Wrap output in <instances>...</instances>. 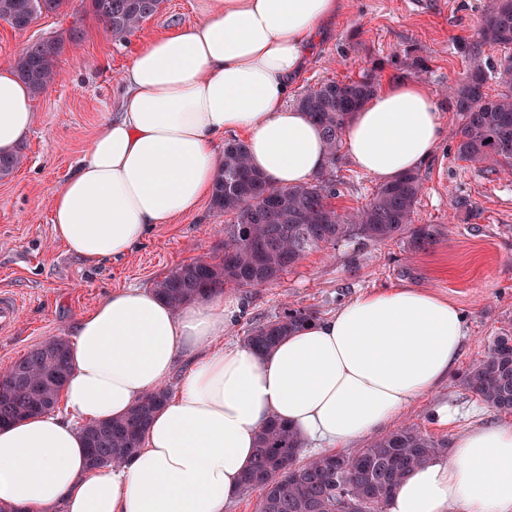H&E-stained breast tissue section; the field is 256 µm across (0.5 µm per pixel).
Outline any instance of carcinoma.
I'll list each match as a JSON object with an SVG mask.
<instances>
[{
  "label": "carcinoma",
  "mask_w": 512,
  "mask_h": 512,
  "mask_svg": "<svg viewBox=\"0 0 512 512\" xmlns=\"http://www.w3.org/2000/svg\"><path fill=\"white\" fill-rule=\"evenodd\" d=\"M66 0H0V19L23 31L42 13H54ZM162 0H90L93 13L112 37L122 40L156 14ZM485 44L509 52L501 61L498 80L504 91L492 100L484 92L487 75L480 57ZM64 48L59 39L30 43L15 69L34 92L58 76L57 61ZM470 68L448 89V103L461 122L453 130L457 156L479 168L512 167V0H490L476 39L468 47ZM379 83L326 79L306 90L296 107L321 127L328 143L327 169L312 182L281 188L272 185L248 163L247 145L239 139L224 142L221 169L211 194L212 207L230 213L224 225L222 255L198 259L170 270L154 291L174 306L224 292V287L265 288L292 270L305 254L341 243L384 242L408 234L413 253L436 242L435 224L415 223V210L424 183L410 171L381 184L370 200L351 212L338 213L333 167L343 144L344 130ZM316 320L305 308L285 307L272 320L255 326L244 342L268 351L299 327ZM70 373L67 344L48 337L17 360L0 387V424L47 412ZM463 386L489 408L512 413V331L496 337L466 370ZM160 388L138 402L125 416L87 427L84 440L92 468L119 465L140 448V439L154 412L166 401ZM445 443L407 425L350 454L324 453L306 464L300 461L301 441L287 423L272 419L263 428L243 489L260 488V512H343L347 500H361L362 512H384L397 485Z\"/></svg>",
  "instance_id": "obj_1"
}]
</instances>
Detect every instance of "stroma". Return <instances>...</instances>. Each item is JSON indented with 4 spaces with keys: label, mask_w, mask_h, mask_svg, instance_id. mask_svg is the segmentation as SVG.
I'll list each match as a JSON object with an SVG mask.
<instances>
[{
    "label": "stroma",
    "mask_w": 512,
    "mask_h": 512,
    "mask_svg": "<svg viewBox=\"0 0 512 512\" xmlns=\"http://www.w3.org/2000/svg\"><path fill=\"white\" fill-rule=\"evenodd\" d=\"M489 0H345L343 12L314 43L301 78L290 93L298 99L324 79L370 75L379 84L416 81L436 98L446 129L460 121L446 89L466 72L464 53L476 37ZM199 0H163L159 11L127 40L112 38L89 0H67L58 12L38 16L23 31L0 20V63H15L32 41L57 37L66 45L57 81L35 96V124L19 148L22 166L0 180V294L20 301L17 320L0 330V366L13 364L47 337L71 340L75 324L117 288L153 287L172 268L201 256L220 255L230 216L210 202L170 224H158L126 257L86 265L55 240L51 195L66 181L124 93L121 74L139 45L192 24ZM79 44H68L72 29ZM424 189L416 221L440 229L436 244L408 255L404 237L382 243H344L335 251L314 250L269 288L251 292L225 287L242 305L225 339L243 342L260 323L292 305L332 315L360 293L408 286L454 303L465 318V346L455 374L413 402L401 416L445 443L469 426L512 425V414L484 405L460 382L493 336L512 328V173L471 166L444 138L420 167ZM334 201L344 213L365 204L376 180L347 157L336 164ZM469 200L468 217L456 207ZM449 421L436 418L440 407Z\"/></svg>",
    "instance_id": "obj_1"
}]
</instances>
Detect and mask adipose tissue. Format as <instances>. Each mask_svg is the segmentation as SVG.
Here are the masks:
<instances>
[{
	"mask_svg": "<svg viewBox=\"0 0 512 512\" xmlns=\"http://www.w3.org/2000/svg\"><path fill=\"white\" fill-rule=\"evenodd\" d=\"M342 0H203L197 20L144 43L122 75L118 112L52 194L54 237L85 263L126 256L149 230L212 192L225 132L277 187L328 164L323 133L288 106L312 42ZM33 95L0 65V156L35 123ZM446 129L419 82L386 84L355 112L351 162L381 183L417 169ZM240 307L215 294L173 308L152 289L112 291L76 327L71 374L49 411L0 426V504L15 512H224L242 491L271 418L304 444L340 452L382 430L448 379L464 316L412 287L357 295L272 351L224 340ZM188 369L131 460L93 469L84 427L123 416ZM385 512H512V426L459 433L448 456L414 469Z\"/></svg>",
	"mask_w": 512,
	"mask_h": 512,
	"instance_id": "adipose-tissue-1",
	"label": "adipose tissue"
}]
</instances>
